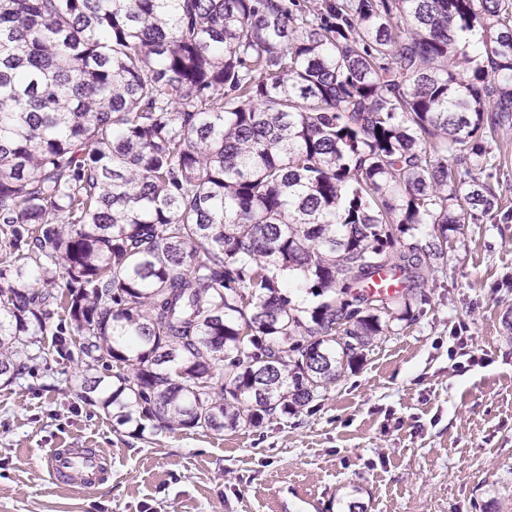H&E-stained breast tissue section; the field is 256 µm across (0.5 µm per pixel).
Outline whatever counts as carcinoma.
Returning a JSON list of instances; mask_svg holds the SVG:
<instances>
[{"mask_svg": "<svg viewBox=\"0 0 512 512\" xmlns=\"http://www.w3.org/2000/svg\"><path fill=\"white\" fill-rule=\"evenodd\" d=\"M511 120L512 0H0V378L49 333L120 425L301 412L499 212Z\"/></svg>", "mask_w": 512, "mask_h": 512, "instance_id": "1", "label": "carcinoma"}]
</instances>
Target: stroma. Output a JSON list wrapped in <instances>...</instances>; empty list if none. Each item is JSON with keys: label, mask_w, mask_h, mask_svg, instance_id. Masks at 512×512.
<instances>
[{"label": "stroma", "mask_w": 512, "mask_h": 512, "mask_svg": "<svg viewBox=\"0 0 512 512\" xmlns=\"http://www.w3.org/2000/svg\"><path fill=\"white\" fill-rule=\"evenodd\" d=\"M490 147L496 219L464 225L415 321L298 415L138 434L83 402L84 362L27 361L0 384V512H512V124ZM53 448L96 449L111 474L54 482Z\"/></svg>", "instance_id": "1"}]
</instances>
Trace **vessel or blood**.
I'll return each mask as SVG.
<instances>
[{
  "mask_svg": "<svg viewBox=\"0 0 512 512\" xmlns=\"http://www.w3.org/2000/svg\"><path fill=\"white\" fill-rule=\"evenodd\" d=\"M39 463L56 481L81 488L95 487L108 469L105 456L87 448H54Z\"/></svg>",
  "mask_w": 512,
  "mask_h": 512,
  "instance_id": "1",
  "label": "vessel or blood"
}]
</instances>
